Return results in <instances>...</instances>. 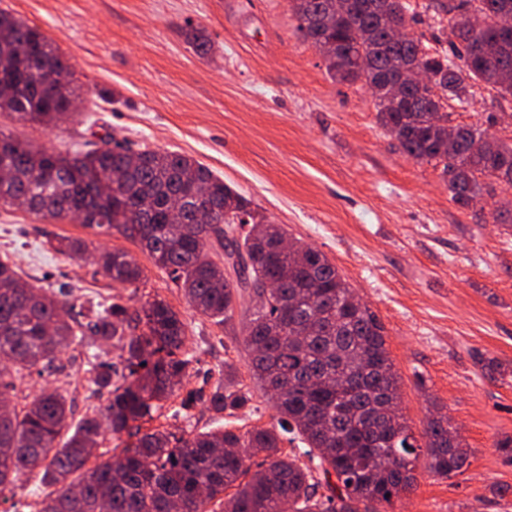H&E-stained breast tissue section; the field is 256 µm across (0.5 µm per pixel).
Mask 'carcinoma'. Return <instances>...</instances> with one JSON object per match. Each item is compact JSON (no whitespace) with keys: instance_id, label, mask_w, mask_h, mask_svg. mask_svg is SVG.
I'll use <instances>...</instances> for the list:
<instances>
[{"instance_id":"cac0c4a2","label":"carcinoma","mask_w":512,"mask_h":512,"mask_svg":"<svg viewBox=\"0 0 512 512\" xmlns=\"http://www.w3.org/2000/svg\"><path fill=\"white\" fill-rule=\"evenodd\" d=\"M303 37L319 48L331 79L371 91L379 124L417 161L443 165L450 200L466 209L496 187L512 189V137L488 133L502 102L512 98V18L500 17L502 0H435L434 13L448 49L430 51L419 37L393 43L389 28L417 22L410 0H353L355 14L324 19L335 0H289ZM487 18L482 39L459 18ZM197 53L212 44L188 26ZM430 71L432 86L400 99L389 86L402 70ZM481 83L495 91L488 127L450 125L448 102H468ZM0 112L45 129L74 121L79 87L60 48L39 27L0 10ZM455 132L448 156L446 128ZM108 136L74 154L48 152L0 131V166L13 181L0 203L24 198L35 215L68 218L84 213L89 227L114 230L148 252L188 303L225 322L245 293L273 281L277 293L252 313L245 328L249 370L275 399L277 425L240 433L232 428L176 436L146 432L136 443L91 463L101 423L88 416L72 425L58 391H45L21 409L0 412V493L39 471L53 490L38 512H369L374 504L409 491L419 457L441 478L462 474L469 450L449 432L448 416L429 420L417 445L401 414L379 412L399 399L400 382L386 348L384 327L325 254L298 240L280 250L287 231L198 161L177 153L139 149ZM53 248L82 256L88 245L56 237ZM107 277L138 286L142 271L122 249L101 254ZM67 285H35L0 256V401L15 388L9 377L51 365L74 341L88 342L94 360L91 384L107 391L112 432L153 417L159 402L182 382L192 355L185 324L163 300L130 309L112 301L74 311ZM125 342V373L101 359L97 344ZM207 398L216 413L247 405L249 396L232 374L214 383ZM307 448L281 449L287 435ZM256 457L262 458L254 463Z\"/></svg>"}]
</instances>
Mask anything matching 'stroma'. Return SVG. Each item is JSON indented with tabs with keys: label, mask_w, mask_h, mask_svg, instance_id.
I'll list each match as a JSON object with an SVG mask.
<instances>
[{
	"label": "stroma",
	"mask_w": 512,
	"mask_h": 512,
	"mask_svg": "<svg viewBox=\"0 0 512 512\" xmlns=\"http://www.w3.org/2000/svg\"><path fill=\"white\" fill-rule=\"evenodd\" d=\"M0 9L39 26L83 92L74 122L46 130L4 113L1 131L50 151L107 134L192 157L323 252L376 314L415 437L439 406L471 453L468 469L450 479L417 468L413 488L378 512H512V463L496 448L512 436V224L491 217L499 203L512 204V189L469 209L449 201L441 165L404 153L378 124L367 89L328 77L289 0H0ZM189 25L206 31L209 54L186 42ZM53 235L83 240L89 251L81 259L56 253ZM113 249L142 268L138 287L103 273L98 257ZM2 253L31 282L70 284L75 304L117 297L136 308L156 297L179 314L196 357L145 430L275 425L273 403L248 368L250 298L217 323L119 233L0 204ZM226 372L250 391L248 405L229 415L200 401L191 420L174 416L187 391ZM91 377L87 349L74 344L51 368L15 375L11 400L20 407L55 389L74 419L98 415L108 396L94 393ZM42 497L38 475L23 477L0 493V512H36Z\"/></svg>",
	"instance_id": "obj_1"
}]
</instances>
